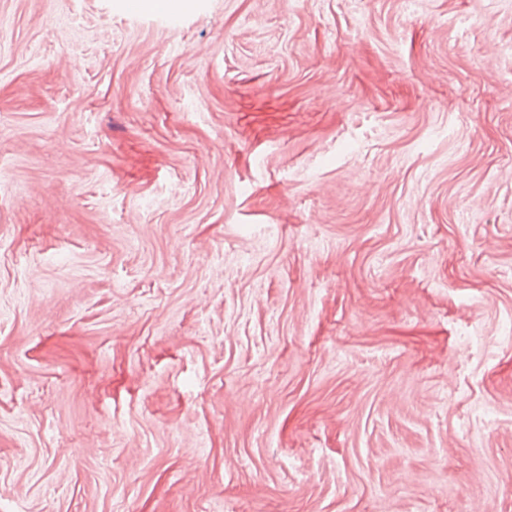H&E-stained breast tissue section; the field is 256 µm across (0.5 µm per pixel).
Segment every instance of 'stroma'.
<instances>
[{
  "mask_svg": "<svg viewBox=\"0 0 512 512\" xmlns=\"http://www.w3.org/2000/svg\"><path fill=\"white\" fill-rule=\"evenodd\" d=\"M172 3L0 0V512H512V0Z\"/></svg>",
  "mask_w": 512,
  "mask_h": 512,
  "instance_id": "stroma-1",
  "label": "stroma"
}]
</instances>
